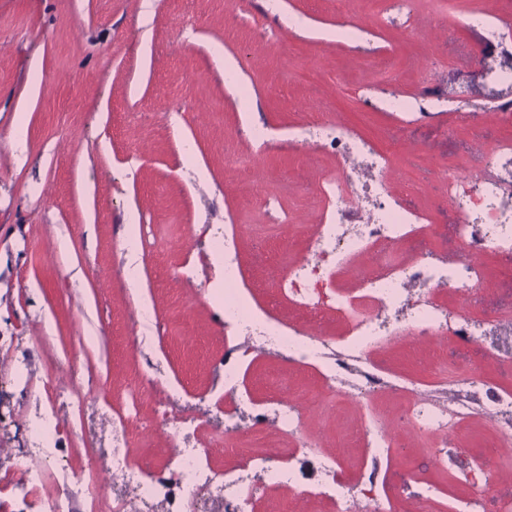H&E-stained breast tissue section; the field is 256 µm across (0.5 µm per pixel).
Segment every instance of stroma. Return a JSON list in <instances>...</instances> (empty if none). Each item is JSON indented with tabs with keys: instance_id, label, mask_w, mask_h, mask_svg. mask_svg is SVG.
<instances>
[{
	"instance_id": "stroma-1",
	"label": "stroma",
	"mask_w": 512,
	"mask_h": 512,
	"mask_svg": "<svg viewBox=\"0 0 512 512\" xmlns=\"http://www.w3.org/2000/svg\"><path fill=\"white\" fill-rule=\"evenodd\" d=\"M451 23L435 0H412L393 24L369 23L358 46L336 43V0H0V512H27L21 470L32 442L17 419L56 414L51 446L70 470L76 507L82 479L111 478L112 425L123 422L127 448L145 471L174 478L175 445L154 426L157 409L200 419L189 446L210 449L224 466V349L236 345L240 390L255 404L300 391L320 392L322 373L291 365L271 347L224 332V272L211 245L218 226L246 225L237 238L243 291L255 310L301 325L303 310L272 286L276 269L300 253L325 207L318 180L334 157L288 145L298 125L344 113L376 147L405 140L394 155L393 191L422 217L436 247L455 251L457 213L445 172L471 170L474 144L507 132L490 115L512 90L480 72L464 25L512 19V0H459ZM422 28L427 40L409 34ZM408 94L442 88L445 105L431 123L367 105L370 84ZM478 102L482 119L461 118L457 102ZM224 105V125L206 118ZM266 122L274 139L254 148L247 129ZM23 139H16L17 125ZM259 151L257 184L228 177L225 163ZM276 200L266 212L262 197ZM150 260L140 280L124 276L128 215ZM287 216V226L277 218ZM482 266L489 285L477 316L512 310V277L500 259ZM151 302V322L138 319ZM142 337L131 349L127 338ZM79 360H71L72 351ZM448 373L477 369L512 389V357L495 337L466 351L440 349ZM382 371L428 383L432 369L403 343L376 356ZM407 448L384 480L403 492L396 473L438 489L433 512H452V497L471 492L464 470H494L484 453L493 428L469 419L447 467L414 437L400 408L375 401ZM356 404L320 402L304 430L323 451L339 453L354 478L369 451L337 447L336 432L359 420Z\"/></svg>"
}]
</instances>
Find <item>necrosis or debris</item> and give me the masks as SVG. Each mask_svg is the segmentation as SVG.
I'll list each match as a JSON object with an SVG mask.
<instances>
[{
	"mask_svg": "<svg viewBox=\"0 0 512 512\" xmlns=\"http://www.w3.org/2000/svg\"><path fill=\"white\" fill-rule=\"evenodd\" d=\"M443 91L426 85L413 95L390 93L384 104L391 112H414L429 120ZM291 142L312 144L335 155V176L323 179L320 191L328 201L319 224L303 249L302 261L276 271L274 280L296 300L311 319L333 310L347 319L336 337L294 328L251 309L241 294L243 277L236 242L224 240V328L259 345L275 346L289 362H318L324 367L327 393L333 401L365 407L360 440L370 448L373 462L389 461L397 438L384 420L367 407L377 394L391 392L404 399L412 428L426 438L436 458H443L465 419L483 416L493 423L492 452L512 448V390L479 380L476 373L447 375L437 371L430 391L409 379L380 372L376 352L410 337L429 342L445 336L464 346L490 334L492 321L460 311L459 302L477 301L484 273L479 264L488 255L512 256V143L497 144L479 154L481 166L467 173L448 174V198L460 215L455 256L433 248L419 233L420 216L394 196L390 187V156L372 146L350 126L339 122L306 123L297 127ZM304 404L281 398L249 410L239 404L224 412L225 430H236L242 412H251L248 433L252 448L235 449L234 468L212 471L205 448L178 451L176 483L138 468L125 446L124 427L113 428L112 474L124 487L147 501L176 500L175 512H200L204 497L218 499L222 512H255L259 485L293 487L298 497L327 498L330 512H426L437 490L418 484L414 510L382 493L376 469L355 480L342 475L337 457L307 446L316 457L315 486H297L293 471L277 448L260 446L268 419L283 431L304 427ZM56 429L51 419L29 427L42 442L38 464L24 468L30 512H76L69 489L52 500H38L45 473L52 465L48 444Z\"/></svg>",
	"mask_w": 512,
	"mask_h": 512,
	"instance_id": "1",
	"label": "necrosis or debris"
}]
</instances>
